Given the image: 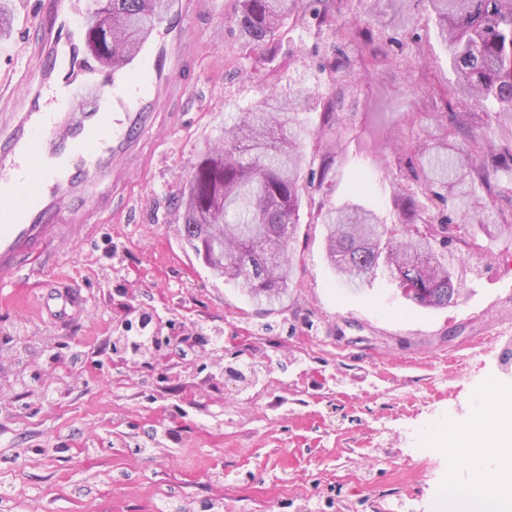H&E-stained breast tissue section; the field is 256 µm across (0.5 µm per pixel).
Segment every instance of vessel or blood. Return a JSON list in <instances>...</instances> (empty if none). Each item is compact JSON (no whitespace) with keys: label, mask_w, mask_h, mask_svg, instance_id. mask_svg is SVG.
<instances>
[{"label":"vessel or blood","mask_w":512,"mask_h":512,"mask_svg":"<svg viewBox=\"0 0 512 512\" xmlns=\"http://www.w3.org/2000/svg\"><path fill=\"white\" fill-rule=\"evenodd\" d=\"M194 0H163L156 26L127 64L103 68L84 50L87 0H48L38 37L25 58L28 106L0 92V119L13 134L0 146V285L42 284L39 301L65 315L76 295L53 269L75 231L90 230L109 210L124 162L152 131L145 116L180 88L173 80L188 60L181 20ZM87 180L100 191L80 212L71 194Z\"/></svg>","instance_id":"vessel-or-blood-1"}]
</instances>
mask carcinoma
I'll use <instances>...</instances> for the list:
<instances>
[{
	"instance_id": "cac0c4a2",
	"label": "carcinoma",
	"mask_w": 512,
	"mask_h": 512,
	"mask_svg": "<svg viewBox=\"0 0 512 512\" xmlns=\"http://www.w3.org/2000/svg\"><path fill=\"white\" fill-rule=\"evenodd\" d=\"M298 0H236L234 23L252 47L276 48V36ZM448 46L449 63L461 93L494 113L512 114V0H428ZM156 0H112V65L137 48L145 26L156 20ZM319 104L299 93L270 95L238 113L224 128L221 145L201 154L175 206L182 213L181 235L195 252L199 242L223 244L224 262L212 272L239 284L258 304H283L292 281L290 241L305 199L327 179L335 158H322L319 172L305 175L298 143L308 133L303 115ZM323 126L342 133L336 101L324 105ZM411 171L415 189L404 195V221L391 226L362 205L345 208L319 204L331 265L347 288L359 289L380 270L399 274L424 307H448L459 293L448 258L437 243L448 244V231L468 232L460 223H434L418 195L465 202L475 181L487 182L467 165L459 149L444 141L423 140L415 149Z\"/></svg>"
}]
</instances>
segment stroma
<instances>
[{
  "instance_id": "35a3bbf8",
  "label": "stroma",
  "mask_w": 512,
  "mask_h": 512,
  "mask_svg": "<svg viewBox=\"0 0 512 512\" xmlns=\"http://www.w3.org/2000/svg\"><path fill=\"white\" fill-rule=\"evenodd\" d=\"M298 9L276 54L241 45L233 0L183 22L195 57L186 90L156 116L141 173L116 197L112 220L77 241L60 265L79 299L67 316L33 296L0 302V505L11 512H444L451 432L479 428L480 397L512 400V236L485 228L480 203L512 210V116L487 118L456 91L448 51L423 0H328ZM0 80L20 85L36 36L37 0H0ZM369 28L371 41L349 36ZM342 95V136L311 111L301 144L310 169L336 156L319 193L361 203L386 224L403 218L413 147L433 112L468 116L452 134L477 184L467 211L479 243L448 246L461 293L444 308L408 300L381 274L339 285L325 228L303 205L284 305L259 308L185 246L173 202L230 114L270 92ZM436 217L456 204L425 199ZM167 342L137 362L114 347L131 330ZM58 377L53 402L28 383Z\"/></svg>"
}]
</instances>
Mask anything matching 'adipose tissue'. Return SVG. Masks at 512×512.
Listing matches in <instances>:
<instances>
[{"label": "adipose tissue", "mask_w": 512, "mask_h": 512, "mask_svg": "<svg viewBox=\"0 0 512 512\" xmlns=\"http://www.w3.org/2000/svg\"><path fill=\"white\" fill-rule=\"evenodd\" d=\"M474 442L484 460L499 467L494 481L476 476L457 484L448 496L449 512H512V407L497 408L486 434Z\"/></svg>", "instance_id": "obj_1"}]
</instances>
